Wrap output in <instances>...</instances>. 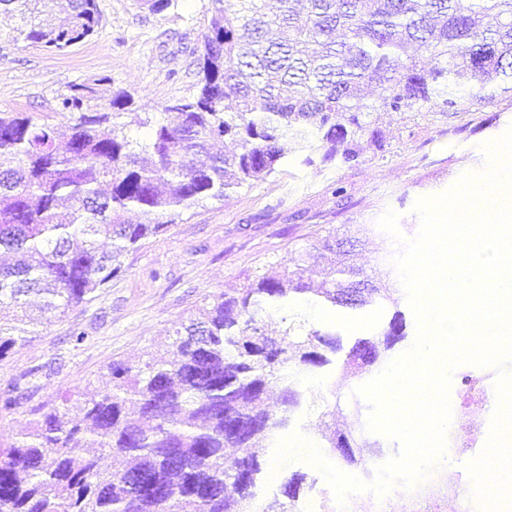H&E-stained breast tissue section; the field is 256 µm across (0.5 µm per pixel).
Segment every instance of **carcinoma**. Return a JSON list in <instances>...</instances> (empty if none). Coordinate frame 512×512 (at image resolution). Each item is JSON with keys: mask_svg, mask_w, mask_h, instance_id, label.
<instances>
[{"mask_svg": "<svg viewBox=\"0 0 512 512\" xmlns=\"http://www.w3.org/2000/svg\"><path fill=\"white\" fill-rule=\"evenodd\" d=\"M211 2L197 91L164 107L174 120L141 117L123 92L105 98L103 78L62 97L75 114L63 147L54 128L0 112V250L13 254L0 266V305L23 309L33 294L65 311L90 300L125 253L185 211L274 173L290 139L323 163L349 164L362 138L379 142L367 113L437 100L457 112L512 95V0H307L303 11L293 0ZM0 10L19 16L18 38L57 50L93 35L100 18L97 0H68L62 15L46 0H0ZM226 139L238 150L211 152ZM130 211L145 221L130 222ZM389 298L343 261L310 287L302 253L255 272L174 331L173 358L112 364L102 387L77 399L82 423L52 407L0 448V512H268L257 510L262 449L323 398L301 380L335 363L341 341L293 322L273 335L266 319L301 303ZM3 319L0 358L33 323L25 313ZM404 329L397 311L350 347L344 369L384 363ZM363 433L356 418L327 437L339 463L361 462ZM103 455L124 468L103 469ZM306 484L304 473L285 480L280 512H302Z\"/></svg>", "mask_w": 512, "mask_h": 512, "instance_id": "obj_1", "label": "carcinoma"}]
</instances>
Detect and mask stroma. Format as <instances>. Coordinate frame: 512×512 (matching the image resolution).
<instances>
[{
    "mask_svg": "<svg viewBox=\"0 0 512 512\" xmlns=\"http://www.w3.org/2000/svg\"><path fill=\"white\" fill-rule=\"evenodd\" d=\"M101 21L88 39L63 50L16 39L17 18L0 13V112H25L67 132L73 115L59 102L74 84L104 79L105 90L130 95L135 111L161 117L170 101L190 96L197 82V56L210 20V0H172L161 12L147 0H98ZM383 148L362 142L357 162L307 165L288 144L279 170L221 201L208 200L186 211L166 233L150 238L123 258L122 274L93 298L66 312L40 315L28 335L0 359V392L13 391L18 407L0 411V446L16 442L35 411L64 405L93 391L117 361H138L162 353L169 337L204 300L242 288L257 270L308 252L312 283L328 270L319 257L321 243L334 236L351 262L375 276H388L389 300L354 309L301 305L295 320L327 325L351 347L383 328L402 312L407 336L388 354L409 350L417 321L393 259L400 246L378 222L394 213L404 238L421 226L419 200L441 194L464 175L484 172V148L512 128V99L499 98L466 112L431 107L426 112H372ZM370 232L358 237V225ZM83 333L75 343L73 333ZM382 371L343 372L340 364L314 370L310 385L328 396L325 409L298 412L289 433H301L322 450L328 462L329 435L348 430L353 416L368 419L373 406L358 389ZM483 378L485 396L461 404L462 379ZM512 399V364H463L450 373L454 409L449 428L468 441V454L451 452L436 460L447 475L445 497L429 502V512L466 508L464 477L485 466L484 450L494 431L512 423L504 404Z\"/></svg>",
    "mask_w": 512,
    "mask_h": 512,
    "instance_id": "35a3bbf8",
    "label": "stroma"
}]
</instances>
